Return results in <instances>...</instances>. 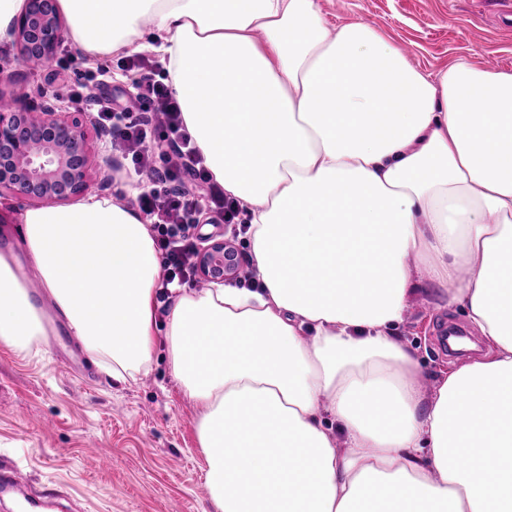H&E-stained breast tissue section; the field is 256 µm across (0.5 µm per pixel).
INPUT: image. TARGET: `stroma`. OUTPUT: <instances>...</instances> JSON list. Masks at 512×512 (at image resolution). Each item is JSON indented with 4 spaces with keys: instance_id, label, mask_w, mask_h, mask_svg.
I'll list each match as a JSON object with an SVG mask.
<instances>
[{
    "instance_id": "stroma-1",
    "label": "stroma",
    "mask_w": 512,
    "mask_h": 512,
    "mask_svg": "<svg viewBox=\"0 0 512 512\" xmlns=\"http://www.w3.org/2000/svg\"><path fill=\"white\" fill-rule=\"evenodd\" d=\"M328 30L352 20L375 26L415 67L437 73L453 58L485 67L488 57L512 70V19L499 0H318ZM119 95L140 77L127 55L108 61L64 42L43 67L25 65L17 42L0 44V96L25 95L39 109L51 102L72 111V97L98 70ZM464 323L430 283L419 285L398 327L427 385L448 361L437 342L441 322ZM200 410L175 378L168 349L158 343L150 367L117 383L95 365L68 329L27 348L0 344V466L17 467L24 488L58 486L63 498L41 512H211L204 490L205 458L196 427ZM50 429H42L45 420Z\"/></svg>"
}]
</instances>
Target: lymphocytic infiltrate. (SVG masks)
<instances>
[{
	"instance_id": "f902f5d3",
	"label": "lymphocytic infiltrate",
	"mask_w": 512,
	"mask_h": 512,
	"mask_svg": "<svg viewBox=\"0 0 512 512\" xmlns=\"http://www.w3.org/2000/svg\"><path fill=\"white\" fill-rule=\"evenodd\" d=\"M144 74L136 83L132 106L137 120L126 123L112 110L111 98L85 95L83 103L110 134L113 150L130 157L141 190L139 209L150 219L159 249L166 256L167 284L196 281L198 252L192 229L200 205L224 223L238 211L224 190L209 179L203 159L184 129L181 111L168 85L155 78V64L140 58Z\"/></svg>"
}]
</instances>
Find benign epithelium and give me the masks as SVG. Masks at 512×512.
<instances>
[{
  "label": "benign epithelium",
  "mask_w": 512,
  "mask_h": 512,
  "mask_svg": "<svg viewBox=\"0 0 512 512\" xmlns=\"http://www.w3.org/2000/svg\"><path fill=\"white\" fill-rule=\"evenodd\" d=\"M15 35L25 56L50 61L64 40L57 0H30L17 19ZM112 168V156L93 154L88 144L87 121L63 112L51 103L38 112L17 106L0 112V196L15 195L33 204L72 200L89 189L92 165ZM201 279L224 282L240 269L232 251L216 240L196 257Z\"/></svg>",
  "instance_id": "obj_1"
}]
</instances>
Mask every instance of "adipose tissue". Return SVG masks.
Masks as SVG:
<instances>
[{"label": "adipose tissue", "instance_id": "ef3b65f1", "mask_svg": "<svg viewBox=\"0 0 512 512\" xmlns=\"http://www.w3.org/2000/svg\"><path fill=\"white\" fill-rule=\"evenodd\" d=\"M57 6L95 59L146 38L167 59L261 285L183 292L158 325L145 219L90 194L22 214L0 343L38 335L49 301L123 382L164 337L213 512H512V71H421L367 22L327 30L318 0ZM425 280L488 348L429 391L393 333Z\"/></svg>", "mask_w": 512, "mask_h": 512}]
</instances>
